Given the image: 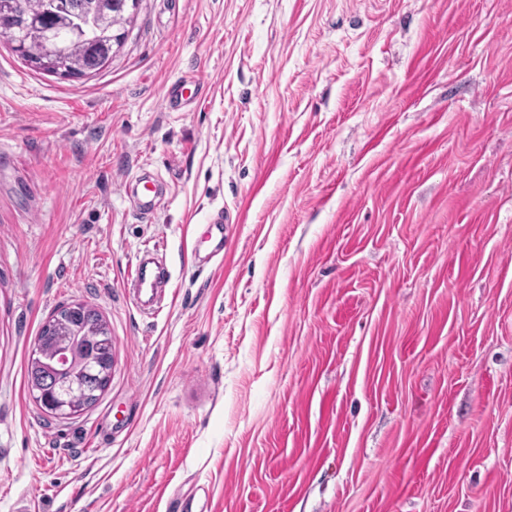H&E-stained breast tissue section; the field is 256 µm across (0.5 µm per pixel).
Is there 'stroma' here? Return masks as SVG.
<instances>
[{"instance_id": "1", "label": "stroma", "mask_w": 512, "mask_h": 512, "mask_svg": "<svg viewBox=\"0 0 512 512\" xmlns=\"http://www.w3.org/2000/svg\"><path fill=\"white\" fill-rule=\"evenodd\" d=\"M75 303L114 364L57 419L26 368ZM187 502L512 512V0H140L80 80L0 36V512ZM189 84L193 85V91L189 87ZM199 85L200 80L196 77L176 80L174 83L166 85L163 90V100L166 108L169 111L176 110L179 106L185 103L187 98H190L195 94V91L199 87ZM188 92L189 96H187ZM142 178L135 180V183H132L130 196L132 198V202L136 210L142 215H149L154 213L157 209L158 203V195L156 190L148 189L145 184L144 188L146 192H139V185L142 182ZM151 192L153 194H149ZM127 288L137 299L142 313L147 315L154 313L159 295V280L149 262L140 261L136 264Z\"/></svg>"}]
</instances>
